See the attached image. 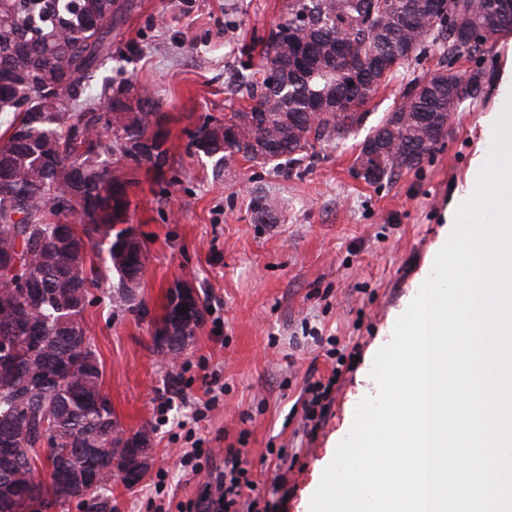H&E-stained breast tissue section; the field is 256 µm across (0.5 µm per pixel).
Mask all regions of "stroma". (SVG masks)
I'll list each match as a JSON object with an SVG mask.
<instances>
[{
    "instance_id": "obj_1",
    "label": "stroma",
    "mask_w": 512,
    "mask_h": 512,
    "mask_svg": "<svg viewBox=\"0 0 512 512\" xmlns=\"http://www.w3.org/2000/svg\"><path fill=\"white\" fill-rule=\"evenodd\" d=\"M282 0H129L112 25V54L91 80L148 88L168 133L163 172L112 156L113 175L132 180L129 221L146 243L138 306L116 313L107 286L84 314L100 361L102 389L126 434L153 427L152 458L133 487L114 480L112 512H153L159 469L170 470L165 496L197 498L224 468V451L242 448L259 489L280 481L281 512H309L324 469L349 433L355 408L378 387L370 357L412 284L427 267L454 189L470 176L481 119L493 111L500 78L512 69V38L486 56L482 91L451 112L448 128L418 169L370 185L355 158L364 139L401 102L404 87L439 68L440 53L411 63L380 88L343 144L320 147L299 177L284 180L252 163L219 174L196 153L192 134L223 121L242 103L249 74L242 47L260 51ZM276 189L278 223H254L250 192ZM188 282L204 301V322L174 360L157 356L154 338L166 295ZM344 367L326 424L306 437L303 390L331 367ZM224 394L195 435L213 454L198 472L181 470L185 440L169 432L203 397L205 375ZM287 459H279V450Z\"/></svg>"
}]
</instances>
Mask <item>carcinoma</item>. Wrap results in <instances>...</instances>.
Here are the masks:
<instances>
[{"label":"carcinoma","mask_w":512,"mask_h":512,"mask_svg":"<svg viewBox=\"0 0 512 512\" xmlns=\"http://www.w3.org/2000/svg\"><path fill=\"white\" fill-rule=\"evenodd\" d=\"M283 0L280 21L263 39L250 74L248 100L224 122L193 135L196 152L231 174L241 160L283 178L299 177L316 145L339 144L363 119L361 109L402 67L432 51L448 61L464 51L480 62L512 34V0ZM121 0H0V254L21 247V268L41 295L0 277V313L17 321L0 341V512H25V500L58 483L21 469L9 448H49L65 473L97 476L95 491L121 478L128 442L112 410L98 405L102 369L85 328L91 289L112 276L116 309L138 304L147 263L145 243L125 226L131 182L112 175L106 157L135 168L167 163L168 132L154 95L123 102L126 87L107 82L92 93L90 74L109 55ZM494 21L491 41L467 28ZM376 59L388 62L372 83L361 79ZM483 71L453 76L462 100L481 92ZM57 93L53 107L44 93ZM107 102L105 111L96 101ZM332 100L337 109L324 112ZM448 112V69L411 81L375 127L383 151L379 180L420 167L445 134H431L427 115ZM281 199L257 190L256 224H275ZM122 228H117V225ZM107 252L106 266L90 254Z\"/></svg>","instance_id":"carcinoma-1"}]
</instances>
